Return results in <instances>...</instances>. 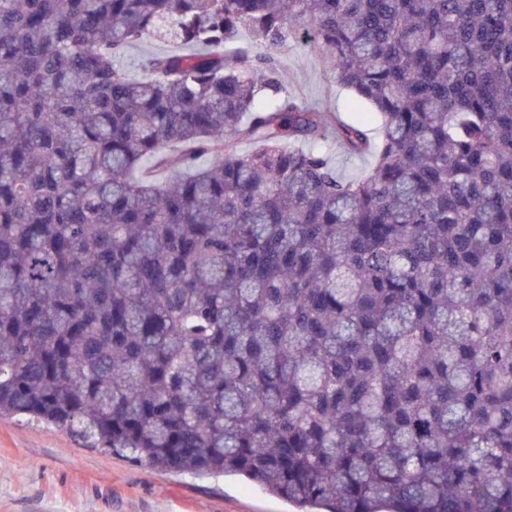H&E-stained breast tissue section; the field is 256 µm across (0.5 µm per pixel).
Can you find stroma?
<instances>
[{"mask_svg": "<svg viewBox=\"0 0 512 512\" xmlns=\"http://www.w3.org/2000/svg\"><path fill=\"white\" fill-rule=\"evenodd\" d=\"M281 81L347 124L370 108L305 41L281 53ZM0 512H299L260 487L140 465L24 417L0 418Z\"/></svg>", "mask_w": 512, "mask_h": 512, "instance_id": "obj_1", "label": "stroma"}]
</instances>
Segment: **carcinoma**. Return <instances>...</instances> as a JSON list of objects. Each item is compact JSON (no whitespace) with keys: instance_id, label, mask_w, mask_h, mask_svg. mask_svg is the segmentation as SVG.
I'll use <instances>...</instances> for the list:
<instances>
[{"instance_id":"1","label":"carcinoma","mask_w":512,"mask_h":512,"mask_svg":"<svg viewBox=\"0 0 512 512\" xmlns=\"http://www.w3.org/2000/svg\"><path fill=\"white\" fill-rule=\"evenodd\" d=\"M303 36L379 144L282 84ZM151 37L194 52L129 74ZM17 415L307 512H512V0H0ZM330 156L338 166L341 173L347 176L356 175L367 169L371 160L368 156H350L336 142L330 141Z\"/></svg>"}]
</instances>
